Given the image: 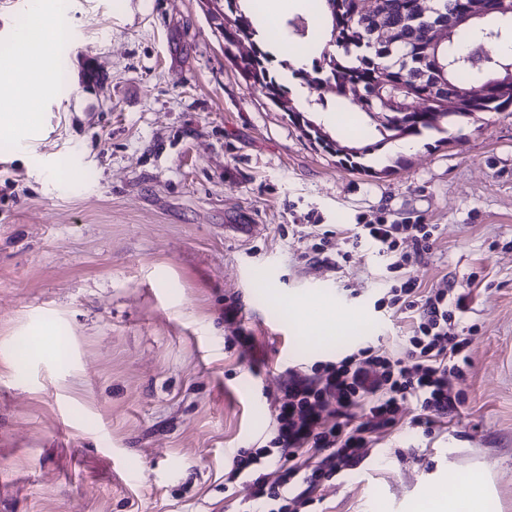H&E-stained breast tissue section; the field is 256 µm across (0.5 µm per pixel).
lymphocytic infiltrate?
<instances>
[{"instance_id":"lymphocytic-infiltrate-1","label":"lymphocytic infiltrate","mask_w":512,"mask_h":512,"mask_svg":"<svg viewBox=\"0 0 512 512\" xmlns=\"http://www.w3.org/2000/svg\"><path fill=\"white\" fill-rule=\"evenodd\" d=\"M344 232L349 249L340 256L326 236L307 253L333 269L354 249L383 257L395 275L387 304L411 319V331L391 350L365 342L338 360L286 371L265 443L239 450L227 477L246 490L251 512H309L325 482L360 466L398 428L405 404L417 410L413 425L429 429L447 425L466 401L455 382L470 364L459 325L472 290L452 282L427 289L406 272L412 256L433 249L436 225L381 217Z\"/></svg>"}]
</instances>
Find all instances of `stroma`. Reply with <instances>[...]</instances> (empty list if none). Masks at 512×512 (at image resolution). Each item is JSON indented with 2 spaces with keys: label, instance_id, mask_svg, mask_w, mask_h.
I'll use <instances>...</instances> for the list:
<instances>
[{
  "label": "stroma",
  "instance_id": "stroma-1",
  "mask_svg": "<svg viewBox=\"0 0 512 512\" xmlns=\"http://www.w3.org/2000/svg\"><path fill=\"white\" fill-rule=\"evenodd\" d=\"M70 17L65 86L15 104L42 136L0 129V512H243L224 479L282 373L410 331L374 308L381 257L333 270L297 243L317 224L340 252L336 226L380 216L436 225L409 266L422 287L476 278L466 402L431 434L404 406L313 510L411 512L479 471L512 512V109L364 173L237 74L205 0H70ZM327 109L333 138L375 142L360 106ZM327 321L345 328L317 335Z\"/></svg>",
  "mask_w": 512,
  "mask_h": 512
}]
</instances>
